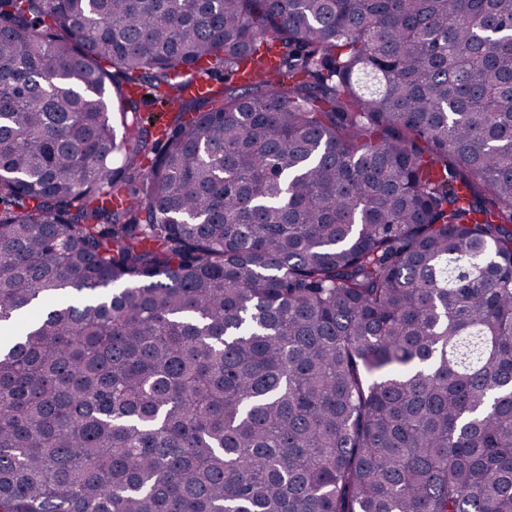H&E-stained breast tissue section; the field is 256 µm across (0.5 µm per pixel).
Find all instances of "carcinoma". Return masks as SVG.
Instances as JSON below:
<instances>
[{
    "mask_svg": "<svg viewBox=\"0 0 512 512\" xmlns=\"http://www.w3.org/2000/svg\"><path fill=\"white\" fill-rule=\"evenodd\" d=\"M0 331V512H512V0H0Z\"/></svg>",
    "mask_w": 512,
    "mask_h": 512,
    "instance_id": "1",
    "label": "carcinoma"
}]
</instances>
